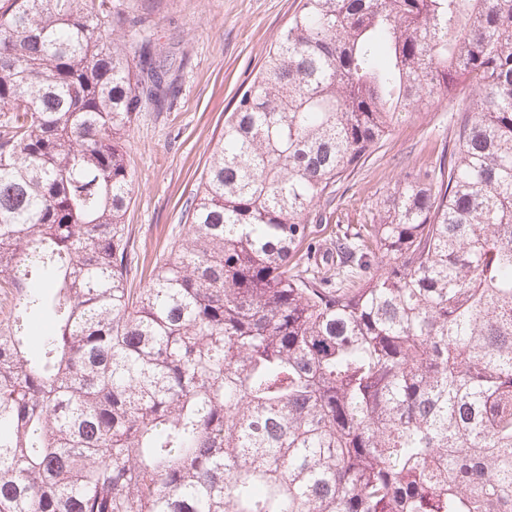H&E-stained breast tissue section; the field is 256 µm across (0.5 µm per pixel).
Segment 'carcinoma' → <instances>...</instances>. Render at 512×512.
I'll use <instances>...</instances> for the list:
<instances>
[{
    "label": "carcinoma",
    "instance_id": "carcinoma-1",
    "mask_svg": "<svg viewBox=\"0 0 512 512\" xmlns=\"http://www.w3.org/2000/svg\"><path fill=\"white\" fill-rule=\"evenodd\" d=\"M135 26L0 0V512H512V0H301L133 292L124 136L171 93ZM436 104V162L310 263ZM448 106L438 105L408 117L391 136L366 160L354 177L345 182L332 196L333 202L320 211L323 218L334 214L327 222L310 216L313 236L325 250L336 236V221L340 224H370L374 206L390 191L407 167L426 165L440 155L448 142ZM325 208V209H324Z\"/></svg>",
    "mask_w": 512,
    "mask_h": 512
}]
</instances>
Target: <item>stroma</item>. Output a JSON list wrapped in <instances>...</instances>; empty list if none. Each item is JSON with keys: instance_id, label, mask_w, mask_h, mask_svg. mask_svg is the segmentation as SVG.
I'll use <instances>...</instances> for the list:
<instances>
[{"instance_id": "stroma-1", "label": "stroma", "mask_w": 512, "mask_h": 512, "mask_svg": "<svg viewBox=\"0 0 512 512\" xmlns=\"http://www.w3.org/2000/svg\"><path fill=\"white\" fill-rule=\"evenodd\" d=\"M300 0H116L153 51L169 59L176 90L161 106L139 113L125 142L135 181L127 209V285L145 287L159 255L184 229L182 214L195 195L224 118L263 64ZM448 138V109L438 105L401 122L334 194L335 217L311 218L313 235L330 247L338 223H370L377 201L406 167L432 163Z\"/></svg>"}]
</instances>
